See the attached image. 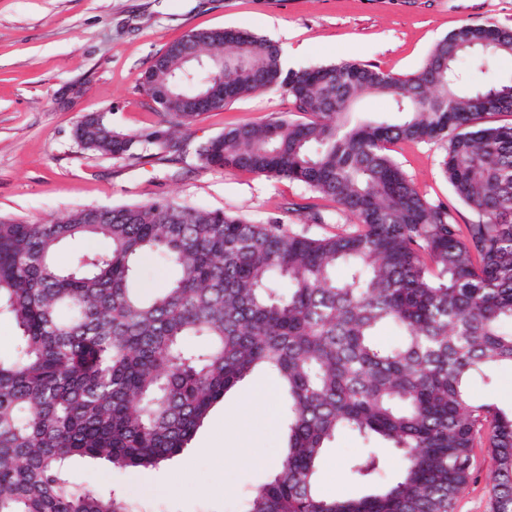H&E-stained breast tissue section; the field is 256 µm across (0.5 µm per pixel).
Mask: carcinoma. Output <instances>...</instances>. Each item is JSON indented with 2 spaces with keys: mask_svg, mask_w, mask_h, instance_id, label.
Instances as JSON below:
<instances>
[{
  "mask_svg": "<svg viewBox=\"0 0 512 512\" xmlns=\"http://www.w3.org/2000/svg\"><path fill=\"white\" fill-rule=\"evenodd\" d=\"M505 56L512 29L463 25L405 79L356 62L293 71L249 31L197 29L144 73L157 123L134 136L109 112L78 124L86 152L180 155L200 95L224 86L213 111L282 89L302 118L229 128L197 161L301 184L334 200L348 227L315 236L172 199L43 224L0 216V315L21 339L0 360V512H132L115 492L73 491L72 463L133 472L172 459L256 368L281 382L286 450L243 512H454L481 441L492 512H512V412L470 392L474 376L512 366V122H485L512 113V81L468 73ZM367 92L390 96L396 117L352 118ZM400 141L446 142L441 171L478 215L467 234L389 154ZM79 238L107 249L59 267L60 244ZM145 255L177 271L149 294L137 288ZM386 323L400 329L391 347L374 339ZM342 430L386 441L398 477L355 497L321 494L319 458ZM379 468L374 454L352 466L366 484Z\"/></svg>",
  "mask_w": 512,
  "mask_h": 512,
  "instance_id": "1",
  "label": "carcinoma"
}]
</instances>
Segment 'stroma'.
Here are the masks:
<instances>
[{
    "label": "stroma",
    "instance_id": "35a3bbf8",
    "mask_svg": "<svg viewBox=\"0 0 512 512\" xmlns=\"http://www.w3.org/2000/svg\"><path fill=\"white\" fill-rule=\"evenodd\" d=\"M489 23L512 28V0H0V213L44 223L82 207L172 198L256 221L303 225L296 205L332 213L336 202L283 178L203 168L195 157L200 143L225 129L294 116L284 90L257 92L204 114L185 134L186 152L171 157L93 155L75 145L71 131L92 112L111 113L113 125L132 135L155 124L158 116L142 77L168 43L194 29L256 33L280 47L288 69L351 61L402 78L459 26ZM67 86L78 87V94L64 95ZM445 151L442 142L391 147L421 194L450 205L457 224L466 225L475 215L455 200L440 171ZM245 384L271 394L242 409L237 392L228 393L189 448L152 470L153 486L83 461L74 462L72 483L80 489L117 488L138 512H240L249 494L270 481L285 446L275 377L256 372ZM471 394L511 410L512 366L497 368L492 381L473 379ZM233 436L256 449L261 464L244 466L225 455ZM371 451L381 461V483L395 480L401 461L394 449L343 431L319 461L320 493L365 492L351 466ZM473 454L474 476L455 512L492 510L490 450L480 444ZM183 471L190 481L169 493L168 481Z\"/></svg>",
    "mask_w": 512,
    "mask_h": 512
}]
</instances>
